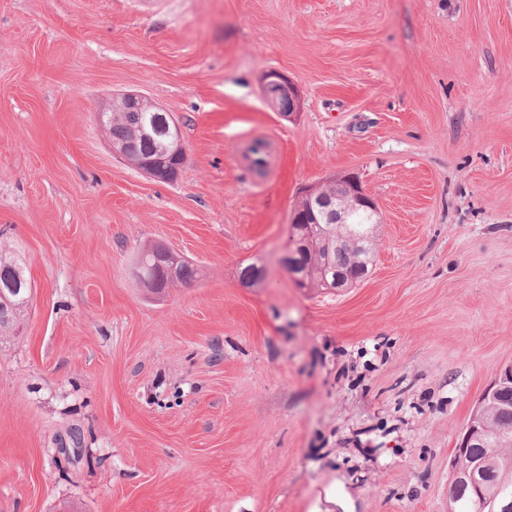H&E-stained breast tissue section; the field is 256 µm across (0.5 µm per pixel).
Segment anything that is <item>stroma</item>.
<instances>
[{
	"label": "stroma",
	"mask_w": 512,
	"mask_h": 512,
	"mask_svg": "<svg viewBox=\"0 0 512 512\" xmlns=\"http://www.w3.org/2000/svg\"><path fill=\"white\" fill-rule=\"evenodd\" d=\"M126 92L178 121L174 182L99 126ZM346 174L375 260L298 287L291 213ZM0 241L34 283L0 344V512H448L512 364V0H0ZM149 244L195 278L150 293ZM262 93L268 105L284 117H290L301 107V96L287 76L268 71L262 78ZM268 143L264 140L255 139L248 145L245 151V158L249 162L250 169L259 176L265 174L268 165Z\"/></svg>",
	"instance_id": "obj_1"
}]
</instances>
